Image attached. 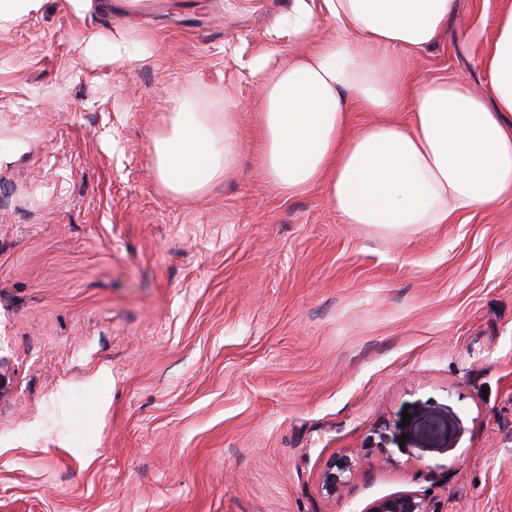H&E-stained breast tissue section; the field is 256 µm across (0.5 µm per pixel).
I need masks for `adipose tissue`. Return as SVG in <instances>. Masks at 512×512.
Wrapping results in <instances>:
<instances>
[{
    "label": "adipose tissue",
    "instance_id": "obj_1",
    "mask_svg": "<svg viewBox=\"0 0 512 512\" xmlns=\"http://www.w3.org/2000/svg\"><path fill=\"white\" fill-rule=\"evenodd\" d=\"M453 2L293 0L284 26L268 36L303 51L282 63L266 53L242 64L259 84L262 171L274 189L293 196L324 185L344 223L393 232L512 201V10L481 61L491 97L445 76L400 81L409 55L447 29ZM325 24L335 37L315 40ZM84 53L128 66L150 57V36L99 31ZM403 107L408 123L389 120ZM238 110L229 90L220 120L178 103L170 130L153 140L157 176L175 197L236 172ZM353 112L380 118L353 131Z\"/></svg>",
    "mask_w": 512,
    "mask_h": 512
}]
</instances>
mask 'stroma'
<instances>
[{
  "mask_svg": "<svg viewBox=\"0 0 512 512\" xmlns=\"http://www.w3.org/2000/svg\"><path fill=\"white\" fill-rule=\"evenodd\" d=\"M223 2L43 0L0 31V512H369L404 493L512 512V202L389 235L343 223L324 187L274 190L230 51L295 52L267 36L292 0L233 20ZM511 9L455 0L418 69L488 95ZM131 28L147 61L85 58L90 34ZM228 85L238 171L173 197L152 137L188 87L214 118ZM356 461L350 457H342L331 464L321 473L319 486L327 497H336L348 486L351 474L356 467Z\"/></svg>",
  "mask_w": 512,
  "mask_h": 512,
  "instance_id": "obj_1",
  "label": "stroma"
}]
</instances>
